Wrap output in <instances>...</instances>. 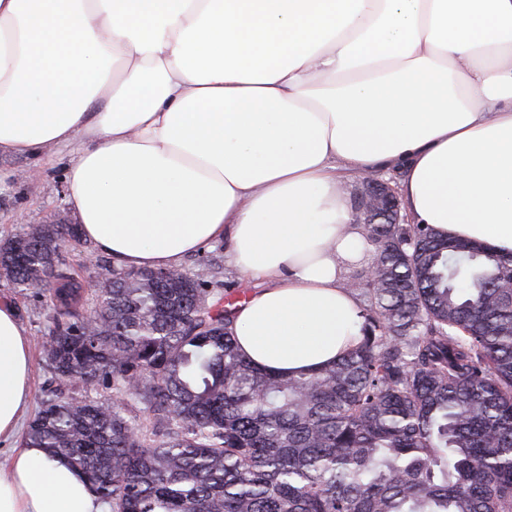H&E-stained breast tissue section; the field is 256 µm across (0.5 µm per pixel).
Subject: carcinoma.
Here are the masks:
<instances>
[{
  "mask_svg": "<svg viewBox=\"0 0 512 512\" xmlns=\"http://www.w3.org/2000/svg\"><path fill=\"white\" fill-rule=\"evenodd\" d=\"M360 344L286 377L238 352L212 267L95 258L93 315L62 247L75 224L0 245V277L50 291L44 400L22 444L67 462L111 512H512V256L427 224L362 225ZM112 391V401L97 398Z\"/></svg>",
  "mask_w": 512,
  "mask_h": 512,
  "instance_id": "1",
  "label": "carcinoma"
}]
</instances>
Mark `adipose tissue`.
Masks as SVG:
<instances>
[{
	"label": "adipose tissue",
	"mask_w": 512,
	"mask_h": 512,
	"mask_svg": "<svg viewBox=\"0 0 512 512\" xmlns=\"http://www.w3.org/2000/svg\"><path fill=\"white\" fill-rule=\"evenodd\" d=\"M69 150L84 239L127 269L227 241L241 353L287 376L361 341L346 173L397 170L412 223L512 254V0H0V156ZM31 358L0 304V439ZM0 512H102L12 449Z\"/></svg>",
	"instance_id": "ef3b65f1"
}]
</instances>
